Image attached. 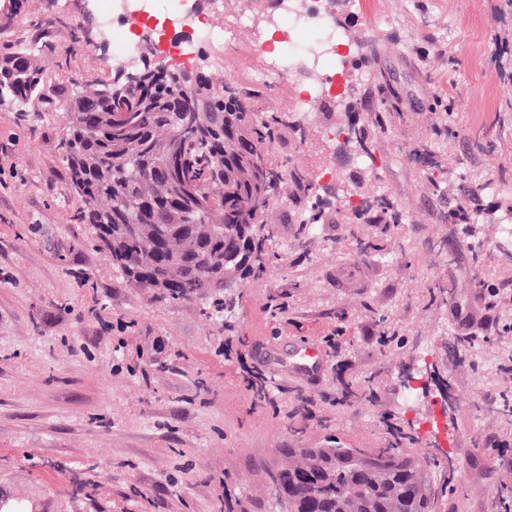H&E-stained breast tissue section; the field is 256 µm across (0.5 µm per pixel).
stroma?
Wrapping results in <instances>:
<instances>
[{
    "instance_id": "stroma-1",
    "label": "stroma",
    "mask_w": 512,
    "mask_h": 512,
    "mask_svg": "<svg viewBox=\"0 0 512 512\" xmlns=\"http://www.w3.org/2000/svg\"><path fill=\"white\" fill-rule=\"evenodd\" d=\"M0 45H54L44 96L0 105V485L46 512H275L270 477L300 448H401L428 474L434 512H496L512 493V337L461 340L453 307L479 312L484 289L512 286L496 224H452L450 199L512 208V7L504 0H354L336 15L366 62L345 107L318 100L308 122L289 107L300 89L254 83L242 30L224 77L258 113L285 121L268 147L290 167L264 215L272 261L230 288L231 319L202 303L165 301L126 282L94 244L58 143L65 102L112 78L88 5L67 16L27 0ZM401 91L384 130H371L377 83ZM449 99L455 121L427 109ZM357 118L374 165L344 138ZM457 168L449 179V168ZM318 179L327 211L304 230L296 175ZM386 198L399 223H349L342 198ZM395 334L380 348L381 332ZM340 333L348 366L324 338ZM321 346L316 375L294 368L298 341ZM248 353L250 381L224 346ZM418 395L405 407V390ZM452 408H445L446 396ZM403 433L395 441L380 420ZM506 442L505 452L496 445Z\"/></svg>"
}]
</instances>
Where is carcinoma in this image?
Returning <instances> with one entry per match:
<instances>
[{"mask_svg":"<svg viewBox=\"0 0 512 512\" xmlns=\"http://www.w3.org/2000/svg\"><path fill=\"white\" fill-rule=\"evenodd\" d=\"M129 92L107 100L98 83L66 101L68 130L59 150L90 225L123 278L178 303H214L224 290L263 270L262 223L282 173L264 151L272 125L250 97L224 79L203 73L153 72ZM39 52L0 48V102L26 104L41 96ZM370 108L385 127L397 97L379 83ZM202 107L195 134H183V112ZM305 224L324 211L318 184L307 185ZM352 210L384 224L399 223L383 198ZM495 213L463 204L448 210L450 224H488ZM300 460L272 478L278 512H433L424 473L401 451L367 454L357 448H301Z\"/></svg>","mask_w":512,"mask_h":512,"instance_id":"cac0c4a2","label":"carcinoma"}]
</instances>
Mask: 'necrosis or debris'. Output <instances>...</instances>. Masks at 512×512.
<instances>
[{"instance_id": "necrosis-or-debris-1", "label": "necrosis or debris", "mask_w": 512, "mask_h": 512, "mask_svg": "<svg viewBox=\"0 0 512 512\" xmlns=\"http://www.w3.org/2000/svg\"><path fill=\"white\" fill-rule=\"evenodd\" d=\"M157 0H101L96 6L98 24L113 41V68L125 69L141 57L138 41L126 38L127 30L155 19L161 20L163 46L172 55L190 62L207 61L223 69L228 51L239 30L251 29L262 61L255 78L263 84L293 79L305 85L306 96L300 97L296 115L310 116L312 94L332 96L336 69L346 66L349 56L358 52L350 45L344 30L336 22L337 8H350L353 0H238V9L225 14L224 0H172L164 17L155 14ZM221 16L214 25L213 16ZM287 30H280V23ZM281 31L287 50L270 47L272 31ZM313 33L312 41L301 42L304 33Z\"/></svg>"}]
</instances>
